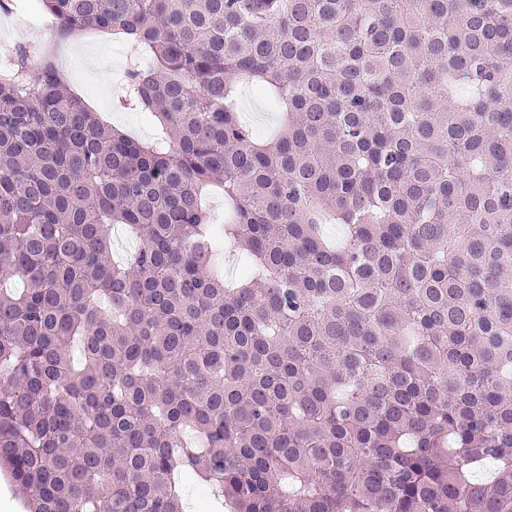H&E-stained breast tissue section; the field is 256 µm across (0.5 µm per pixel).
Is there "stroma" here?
Wrapping results in <instances>:
<instances>
[{
	"label": "stroma",
	"mask_w": 512,
	"mask_h": 512,
	"mask_svg": "<svg viewBox=\"0 0 512 512\" xmlns=\"http://www.w3.org/2000/svg\"><path fill=\"white\" fill-rule=\"evenodd\" d=\"M47 18L37 0H11L8 10H0V50L54 40L55 60L66 73L69 89L105 124L141 140L152 139L155 124L145 120L139 110L118 101L124 93L127 69L141 55V46L124 36L94 29L83 31L79 43L71 46L66 38H55L56 28ZM239 108L257 135L273 132L280 125V112L263 94H243Z\"/></svg>",
	"instance_id": "stroma-1"
}]
</instances>
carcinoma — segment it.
Wrapping results in <instances>:
<instances>
[{
	"label": "carcinoma",
	"mask_w": 512,
	"mask_h": 512,
	"mask_svg": "<svg viewBox=\"0 0 512 512\" xmlns=\"http://www.w3.org/2000/svg\"><path fill=\"white\" fill-rule=\"evenodd\" d=\"M40 2L144 48L128 96L162 135L0 59V468L28 512H183V476L230 512H512V0ZM246 86L286 114L267 141ZM139 246V241L129 235L121 226H115L114 229H112V250L115 259L133 252Z\"/></svg>",
	"instance_id": "cac0c4a2"
}]
</instances>
